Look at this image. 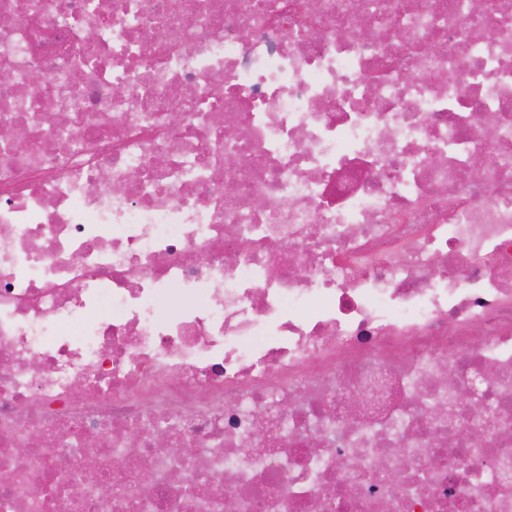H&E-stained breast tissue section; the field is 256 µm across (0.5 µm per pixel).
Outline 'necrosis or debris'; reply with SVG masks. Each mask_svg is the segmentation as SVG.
Wrapping results in <instances>:
<instances>
[{
	"label": "necrosis or debris",
	"instance_id": "obj_1",
	"mask_svg": "<svg viewBox=\"0 0 512 512\" xmlns=\"http://www.w3.org/2000/svg\"><path fill=\"white\" fill-rule=\"evenodd\" d=\"M454 2L0 0V512H512V0Z\"/></svg>",
	"mask_w": 512,
	"mask_h": 512
}]
</instances>
